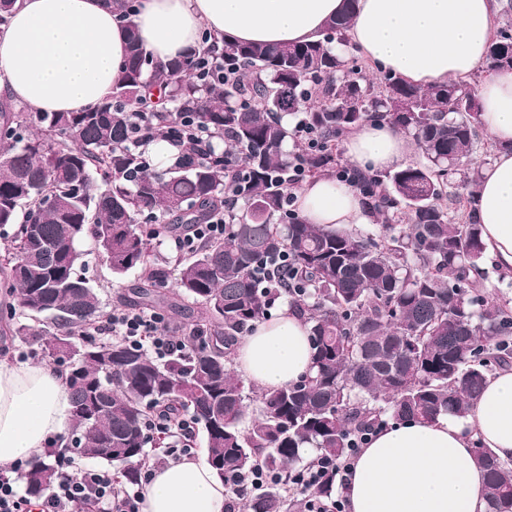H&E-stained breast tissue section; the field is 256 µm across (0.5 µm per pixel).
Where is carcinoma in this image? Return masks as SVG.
<instances>
[{
	"label": "carcinoma",
	"mask_w": 512,
	"mask_h": 512,
	"mask_svg": "<svg viewBox=\"0 0 512 512\" xmlns=\"http://www.w3.org/2000/svg\"><path fill=\"white\" fill-rule=\"evenodd\" d=\"M128 53L112 95L87 112H34L0 104V288L12 295V335L66 368L72 445L115 466L134 486L159 463L166 435L155 415L187 416L202 429L215 475L264 472L247 492L250 512H291L332 497L336 479L296 492L292 478L316 458H347L359 436L386 419L464 415L491 373L512 364V307L474 288L485 248L469 215L482 143L479 81L419 87L399 75L371 78L346 52L348 18L323 39L268 47L224 39V50L165 64L146 55L135 0H113ZM216 58L228 80L198 74ZM490 73L512 67V5L487 55ZM147 113L154 136L184 145L151 169L132 118ZM309 131L288 155V118ZM385 120L411 138L424 162L354 183L384 224H307L287 195L304 179L339 173L341 143ZM224 213V235L194 244L173 268L159 263L168 234ZM90 234L120 277L140 270L129 305L198 309L183 354L164 361L118 339L73 343L103 319L95 289L77 274V241ZM173 274L177 291L160 287ZM279 299L310 325L311 372L254 392L231 368L235 343ZM258 415L249 417L251 403ZM108 448L121 453L109 455ZM487 512H512V467L489 448L476 455ZM32 496L57 480L52 453L28 461Z\"/></svg>",
	"instance_id": "cac0c4a2"
}]
</instances>
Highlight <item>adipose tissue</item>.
<instances>
[{
	"instance_id": "1",
	"label": "adipose tissue",
	"mask_w": 512,
	"mask_h": 512,
	"mask_svg": "<svg viewBox=\"0 0 512 512\" xmlns=\"http://www.w3.org/2000/svg\"><path fill=\"white\" fill-rule=\"evenodd\" d=\"M347 0H138L143 49L166 62L201 50L203 36L280 46L320 40ZM496 0H357L349 40L375 69L426 87L479 86L480 124L499 151L485 164L471 210L483 242L512 272V68L486 71L498 27ZM127 54L112 0H19L0 32V99L37 112H81L104 101ZM359 166L405 164L409 139L384 121L344 141ZM311 224L349 228L373 221L357 191L323 175L295 193ZM309 326L290 307L256 322L238 342L237 372L261 389L297 383L312 365ZM72 427L60 367L0 358V467L43 456ZM512 463V368L497 371L463 417L390 421L361 449L344 491L349 512H485L477 447ZM142 512H225L228 495L205 460L154 472Z\"/></svg>"
}]
</instances>
